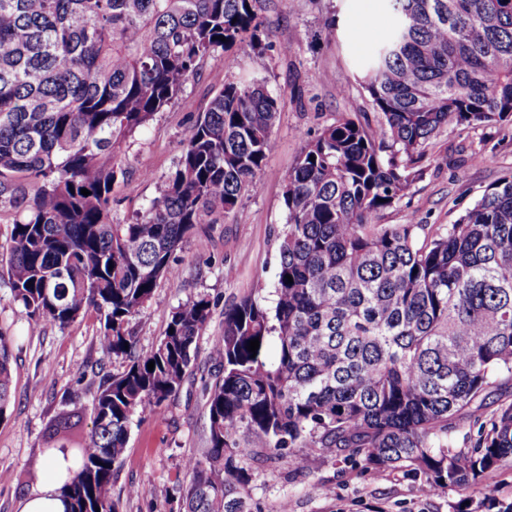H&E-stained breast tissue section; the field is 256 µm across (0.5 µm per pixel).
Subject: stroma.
I'll return each mask as SVG.
<instances>
[{
  "label": "stroma",
  "instance_id": "obj_1",
  "mask_svg": "<svg viewBox=\"0 0 512 512\" xmlns=\"http://www.w3.org/2000/svg\"><path fill=\"white\" fill-rule=\"evenodd\" d=\"M265 17L269 35L261 57L231 51L207 56L186 85V102L169 105L122 146L125 175L114 187L118 203L113 213L123 221L158 194L182 154L183 127L193 112L206 109L225 82L264 83L280 101L260 190L244 197L238 215L204 225L184 241L158 281L154 299L130 321L138 350L147 351L163 336L172 307L199 293L212 302L191 367L164 416L133 418L123 463L112 479L111 496L120 512H178L184 464L202 458L208 445L205 387L218 370L211 340L224 330L225 309L249 297L256 282L269 287L275 282L278 235L286 222L282 175L304 140L345 112L372 123L378 117L359 76L392 25L386 0H269ZM331 17L337 33L329 44L320 32ZM283 43L291 44L290 54L280 53ZM476 152L492 156V163L473 161ZM145 166L151 178L143 177ZM422 168L411 192L382 221L421 224L431 236L446 231L487 187L512 174V121L466 133L444 129L431 140ZM28 326L26 310L0 276V330L14 338L12 398L0 416V470H9L12 478L0 482V512H19L22 499L34 489L55 420L77 408L84 422H91L97 386L126 367L125 360L101 347L103 322L96 312L64 328L46 323L34 335ZM510 402L512 384L493 391L454 434V447H473L481 423ZM139 482L146 485L144 494L128 496V487ZM253 486L262 512H276L283 500L288 512H490V500L512 501V462L491 472L480 486L442 489L427 498L401 472L312 452L300 472L284 460L256 467Z\"/></svg>",
  "mask_w": 512,
  "mask_h": 512
}]
</instances>
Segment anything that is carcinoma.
I'll list each match as a JSON object with an SVG mask.
<instances>
[{
  "instance_id": "1",
  "label": "carcinoma",
  "mask_w": 512,
  "mask_h": 512,
  "mask_svg": "<svg viewBox=\"0 0 512 512\" xmlns=\"http://www.w3.org/2000/svg\"><path fill=\"white\" fill-rule=\"evenodd\" d=\"M388 2L396 24L360 78L379 125L341 116L284 173L274 306L258 288L224 311L212 341L219 370L205 387L206 461L185 463L179 512H262L247 461L286 458L302 471L303 448L451 491L512 460V403L474 447L451 444L472 406L512 382V179L443 233L380 223L422 175L433 137L512 117V0ZM266 6L0 0V210L12 220L13 299L34 329L98 312L101 347L129 361L98 387L91 430L69 449L67 512H118L110 490L132 417L164 413L211 301L199 294L173 308V333L147 352L129 322L188 235L258 192L279 99L263 84L224 83L185 126L163 188L124 223L113 215L121 146L183 96L205 57L233 47L262 55ZM11 341L0 331V414ZM76 417L63 414L48 443Z\"/></svg>"
}]
</instances>
